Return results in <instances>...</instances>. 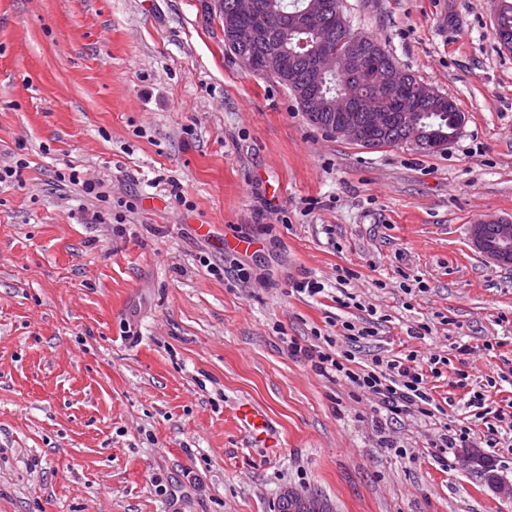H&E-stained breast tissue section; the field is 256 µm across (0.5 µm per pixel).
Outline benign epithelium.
I'll use <instances>...</instances> for the list:
<instances>
[{
  "mask_svg": "<svg viewBox=\"0 0 512 512\" xmlns=\"http://www.w3.org/2000/svg\"><path fill=\"white\" fill-rule=\"evenodd\" d=\"M238 13L251 17L250 24L246 27L227 25L229 38L233 41H242L250 37L258 28L265 24V19L255 15L251 10L250 0H240ZM322 18L321 0H306L305 9L298 18V23L305 24L318 21ZM313 62L310 67L307 83L296 91L297 98L303 102L313 100L312 89L327 73L339 72L345 76L356 78L364 83L381 85L391 91L395 101L405 111L411 109L416 100L408 95L409 82L405 78V72L396 64H391L386 75H380L377 66L370 56L363 52L357 42L351 41L345 48L333 47L327 43L318 44L308 50ZM245 68L263 74H276L280 70V58L269 56L261 64L251 58H238ZM466 116L463 112L455 115L454 136H441L424 143L419 138V133L413 132L406 138L403 145L415 150L425 149L442 150L450 145L455 136L461 133ZM391 122V113L383 110L367 111L363 115V121L354 122L336 129L335 135L347 140L363 143L368 147H374L377 140L371 139L365 133L369 128L377 133L387 130ZM471 240L473 246L486 258L503 266L512 265V220L497 217H487L471 225ZM462 468L477 474L483 483L500 498L512 499V482L506 480L495 472L493 467L485 460L481 452L476 448L466 450L460 456Z\"/></svg>",
  "mask_w": 512,
  "mask_h": 512,
  "instance_id": "benign-epithelium-1",
  "label": "benign epithelium"
}]
</instances>
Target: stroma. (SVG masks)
Returning a JSON list of instances; mask_svg holds the SVG:
<instances>
[{
  "label": "stroma",
  "mask_w": 512,
  "mask_h": 512,
  "mask_svg": "<svg viewBox=\"0 0 512 512\" xmlns=\"http://www.w3.org/2000/svg\"><path fill=\"white\" fill-rule=\"evenodd\" d=\"M341 3L465 112L448 149L327 135L225 49L205 0H0V166L26 161L0 188V512H278L289 489L328 512H512L423 454L425 424L374 430L367 401L282 342L356 319L335 303L347 275L381 349L452 359L467 341L487 404L512 399V267L469 240L512 219L492 0ZM70 166L133 202L124 235L79 223L102 204L58 180ZM233 262L250 279L210 271ZM302 277L322 293H291ZM243 403L270 439L240 432Z\"/></svg>",
  "instance_id": "obj_1"
}]
</instances>
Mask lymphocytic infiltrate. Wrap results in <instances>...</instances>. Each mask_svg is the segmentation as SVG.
<instances>
[{
    "instance_id": "f902f5d3",
    "label": "lymphocytic infiltrate",
    "mask_w": 512,
    "mask_h": 512,
    "mask_svg": "<svg viewBox=\"0 0 512 512\" xmlns=\"http://www.w3.org/2000/svg\"><path fill=\"white\" fill-rule=\"evenodd\" d=\"M373 326L342 321L339 334L324 337L322 343L303 345L297 340H288V354L303 361L316 375L339 383L349 384L354 393L365 397L374 412H386L391 418L403 416L420 417L433 430L428 445L436 452L447 453L467 443L473 432L472 423L493 415L495 423L489 426V435L504 433L512 435V421L503 409H489L485 396L473 391L464 403L465 411L460 419L448 424L442 422V410L430 389L432 380L440 378L447 358L431 354L428 359H419L411 350L393 354L377 353L370 361H357L356 354L363 340L374 336Z\"/></svg>"
}]
</instances>
